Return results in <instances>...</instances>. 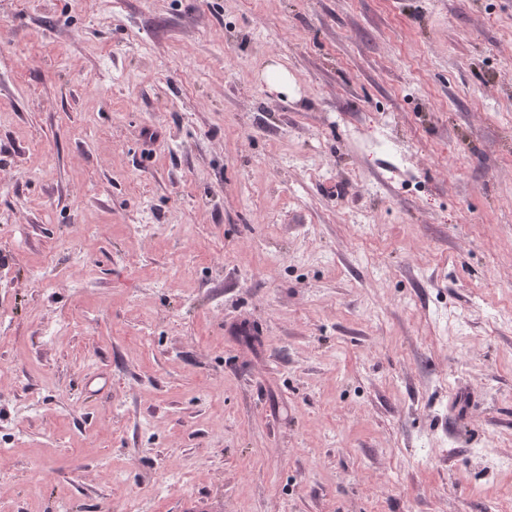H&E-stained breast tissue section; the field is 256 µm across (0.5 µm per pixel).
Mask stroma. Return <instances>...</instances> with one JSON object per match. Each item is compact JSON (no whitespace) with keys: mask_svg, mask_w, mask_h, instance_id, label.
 <instances>
[{"mask_svg":"<svg viewBox=\"0 0 512 512\" xmlns=\"http://www.w3.org/2000/svg\"><path fill=\"white\" fill-rule=\"evenodd\" d=\"M2 312L0 512L512 503V0H0Z\"/></svg>","mask_w":512,"mask_h":512,"instance_id":"1","label":"stroma"}]
</instances>
